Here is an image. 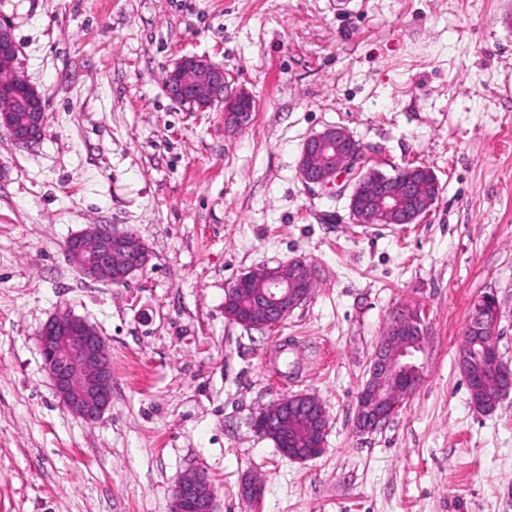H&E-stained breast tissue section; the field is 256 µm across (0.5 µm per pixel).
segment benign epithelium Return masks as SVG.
Segmentation results:
<instances>
[{"instance_id": "obj_1", "label": "benign epithelium", "mask_w": 512, "mask_h": 512, "mask_svg": "<svg viewBox=\"0 0 512 512\" xmlns=\"http://www.w3.org/2000/svg\"><path fill=\"white\" fill-rule=\"evenodd\" d=\"M19 47L11 28L0 22V83L7 81L24 89L20 98L0 101V130L13 144L26 148L44 134L47 124L43 95L16 67ZM224 69L211 60L184 55L177 59L165 79L169 97L204 112L224 103V128L241 127L254 111L255 102L245 90L224 93ZM301 181L336 195H348L351 214L365 223L413 224L426 217L439 199L442 187L433 182L432 191L422 183L378 169L369 149L341 126H329L308 137L298 164ZM66 258L84 278L94 282L124 284L149 261V249L132 229L116 230L110 224H89L72 235L64 245ZM314 277V269L301 259L276 267L251 271L240 280L259 279L263 291L254 298L248 324L259 329L281 325L306 299L303 281ZM485 295L474 304L458 350V363L466 365L470 339H495L499 310L485 312ZM424 332L420 310L399 307L391 317L386 338L376 351L357 398L356 428L372 432L382 428L409 398L404 383L419 374L414 363L422 348ZM44 369L55 394L70 412L88 420L98 419L112 401V359L107 340L90 321L61 312L49 319L39 333ZM484 368L497 374L500 395L512 391V363L499 348L486 352ZM303 416L312 434L310 447L321 450L328 429V416L314 397L302 395L294 412ZM288 410L270 409L257 416L254 427L266 438H275L288 428ZM170 512H216V499L207 477L201 472L186 473L175 487Z\"/></svg>"}]
</instances>
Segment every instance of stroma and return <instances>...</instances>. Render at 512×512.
I'll use <instances>...</instances> for the list:
<instances>
[{
    "mask_svg": "<svg viewBox=\"0 0 512 512\" xmlns=\"http://www.w3.org/2000/svg\"><path fill=\"white\" fill-rule=\"evenodd\" d=\"M0 20L48 104L40 141L0 134V512H169L191 469L218 512H512V396L475 410L456 360L490 293L512 361V0H0ZM183 55L253 96L244 126L168 97ZM332 125L383 171L430 168L427 217L358 224L303 184L302 146ZM90 224L135 230L147 266L83 278L64 243ZM296 258L317 276L284 323L225 316L240 276ZM401 306L424 320L420 381L362 435L358 393ZM62 310L108 342L94 422L44 370L38 332ZM297 393L329 416L304 463L253 427Z\"/></svg>",
    "mask_w": 512,
    "mask_h": 512,
    "instance_id": "1",
    "label": "stroma"
}]
</instances>
